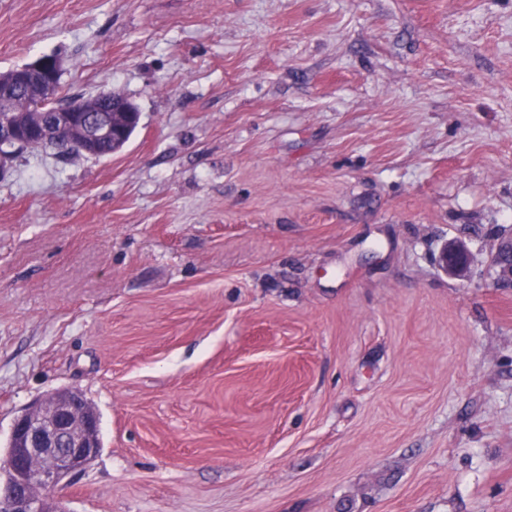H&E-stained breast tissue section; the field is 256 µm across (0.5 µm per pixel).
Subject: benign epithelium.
Wrapping results in <instances>:
<instances>
[{
	"instance_id": "benign-epithelium-1",
	"label": "benign epithelium",
	"mask_w": 512,
	"mask_h": 512,
	"mask_svg": "<svg viewBox=\"0 0 512 512\" xmlns=\"http://www.w3.org/2000/svg\"><path fill=\"white\" fill-rule=\"evenodd\" d=\"M60 62L57 57H39L14 69L10 79L27 85L39 76L42 97L56 99ZM138 108L125 97L109 91L96 99H71L49 109L31 105L0 121V177L12 166L14 153L29 144L26 133L38 131L48 139L64 137L89 146L112 142L120 147L130 129L139 124ZM448 275L468 281L470 251L461 240L445 244L437 258ZM493 266L497 277L492 287L512 286V235H502L495 248ZM97 413L72 390H55L31 406L14 422L6 460L10 477L0 481V512H61L49 506V495L70 475L86 469L100 451Z\"/></svg>"
}]
</instances>
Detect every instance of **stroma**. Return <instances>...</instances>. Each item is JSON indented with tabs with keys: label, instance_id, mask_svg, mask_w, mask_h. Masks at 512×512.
<instances>
[{
	"label": "stroma",
	"instance_id": "obj_1",
	"mask_svg": "<svg viewBox=\"0 0 512 512\" xmlns=\"http://www.w3.org/2000/svg\"><path fill=\"white\" fill-rule=\"evenodd\" d=\"M48 54L141 119L0 179V460L67 388L65 512H512V0H0ZM493 266L497 277L491 283L493 288L509 284L512 286V235L503 234L495 248ZM438 266L449 276L469 281L471 276L470 251L462 240L446 243L437 258Z\"/></svg>",
	"mask_w": 512,
	"mask_h": 512
}]
</instances>
